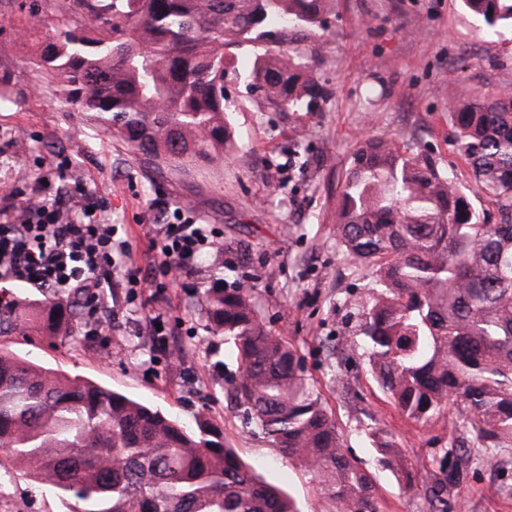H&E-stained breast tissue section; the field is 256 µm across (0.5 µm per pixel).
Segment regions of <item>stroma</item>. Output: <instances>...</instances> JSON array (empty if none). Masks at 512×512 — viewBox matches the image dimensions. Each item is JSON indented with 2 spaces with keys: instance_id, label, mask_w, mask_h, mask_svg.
<instances>
[{
  "instance_id": "35a3bbf8",
  "label": "stroma",
  "mask_w": 512,
  "mask_h": 512,
  "mask_svg": "<svg viewBox=\"0 0 512 512\" xmlns=\"http://www.w3.org/2000/svg\"><path fill=\"white\" fill-rule=\"evenodd\" d=\"M287 47L312 65L329 95L314 111H279L251 87L260 53L227 46L225 107L234 147L223 161L185 168L133 154L111 132L63 105L32 63L36 42L0 30V74L11 104L0 109V181L25 168L29 182L81 176L102 196L135 266L153 261L148 227L174 221L178 209L219 232L167 298L173 344H159L148 318L155 291L129 292L112 276L115 316L107 336L82 318L73 336L0 331V349L59 374H79L157 406L182 421L207 412L224 439L302 512H330L310 477L282 456L231 405L238 374L223 336L211 328L206 293L251 286L256 308L302 361L332 411L343 446L372 475L381 512H427L433 463L448 445L451 412L424 424L407 420L375 383L359 330L372 300V270L347 261L337 245L338 182L357 145L394 137L460 179L468 173L449 143L450 112L461 94L512 97V31L489 33L460 0H336L326 30L291 28ZM388 433L413 465L411 486L381 465L371 435ZM0 512H63L0 453ZM447 512H512V449L493 461L470 460L448 488Z\"/></svg>"
}]
</instances>
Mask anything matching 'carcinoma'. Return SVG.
I'll use <instances>...</instances> for the list:
<instances>
[{
    "instance_id": "obj_1",
    "label": "carcinoma",
    "mask_w": 512,
    "mask_h": 512,
    "mask_svg": "<svg viewBox=\"0 0 512 512\" xmlns=\"http://www.w3.org/2000/svg\"><path fill=\"white\" fill-rule=\"evenodd\" d=\"M496 33L512 29V0H462ZM64 29L33 64L61 102L135 154L168 167L224 158V46L289 27L321 29L333 0H69ZM26 41L48 30L32 3L14 22ZM251 81L278 109L311 110L326 92L286 48L256 57ZM454 150L468 189L432 158L370 138L354 150L339 191L336 237L373 268L361 334L373 377L395 407L426 423L448 401L449 447L428 489L433 512L468 461L474 436L490 461L512 448V99L469 95L454 106ZM484 196L498 219L475 205ZM208 315L239 367L231 402L310 475L335 512H378L373 478L350 459L301 359L259 316L251 289L211 288ZM70 302L0 327L65 333ZM382 463L406 486L412 464L375 437ZM0 449L68 512H298L224 443L204 412L188 425L79 376L51 373L0 351Z\"/></svg>"
}]
</instances>
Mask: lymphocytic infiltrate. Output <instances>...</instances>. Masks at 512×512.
I'll use <instances>...</instances> for the list:
<instances>
[{"label":"lymphocytic infiltrate","mask_w":512,"mask_h":512,"mask_svg":"<svg viewBox=\"0 0 512 512\" xmlns=\"http://www.w3.org/2000/svg\"><path fill=\"white\" fill-rule=\"evenodd\" d=\"M151 248L159 279H147L128 265V241L106 216L103 198L82 184L56 189L19 185L0 188V284H23L53 298L77 301L85 323L99 331L112 321L107 289L113 274L127 287L150 286L164 292L186 273L192 261L217 243L213 225L181 216L174 224L150 225Z\"/></svg>","instance_id":"obj_1"}]
</instances>
